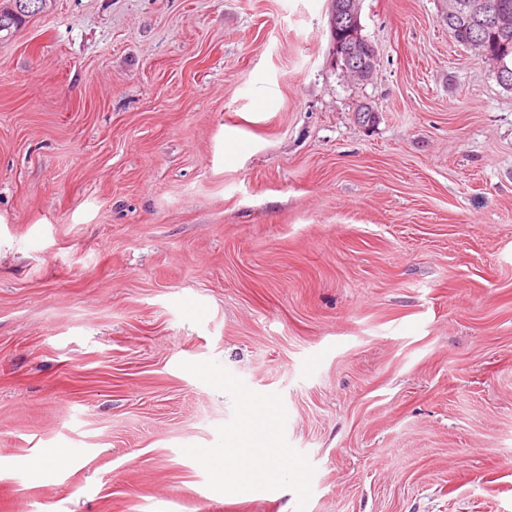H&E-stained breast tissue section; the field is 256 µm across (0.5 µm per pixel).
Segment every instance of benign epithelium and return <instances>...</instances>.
I'll return each instance as SVG.
<instances>
[{
  "instance_id": "7a95c632",
  "label": "benign epithelium",
  "mask_w": 512,
  "mask_h": 512,
  "mask_svg": "<svg viewBox=\"0 0 512 512\" xmlns=\"http://www.w3.org/2000/svg\"><path fill=\"white\" fill-rule=\"evenodd\" d=\"M360 14L361 0L332 2V29L342 23L347 30L344 38L334 41V59L337 63L345 62L357 79L367 81L376 69L377 51L362 35ZM457 20L479 26L487 22L499 24L497 16L490 13L488 0H448V26H454Z\"/></svg>"
}]
</instances>
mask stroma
<instances>
[{
    "label": "stroma",
    "instance_id": "1",
    "mask_svg": "<svg viewBox=\"0 0 512 512\" xmlns=\"http://www.w3.org/2000/svg\"><path fill=\"white\" fill-rule=\"evenodd\" d=\"M329 9L0 38V512H512V88L445 0H363L351 80ZM246 385L294 472L223 496Z\"/></svg>",
    "mask_w": 512,
    "mask_h": 512
}]
</instances>
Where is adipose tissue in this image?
<instances>
[{"instance_id":"obj_1","label":"adipose tissue","mask_w":512,"mask_h":512,"mask_svg":"<svg viewBox=\"0 0 512 512\" xmlns=\"http://www.w3.org/2000/svg\"><path fill=\"white\" fill-rule=\"evenodd\" d=\"M270 410L248 416L222 452L208 456L207 465L219 493L232 494L263 488L280 489L288 469L287 451L277 435Z\"/></svg>"}]
</instances>
